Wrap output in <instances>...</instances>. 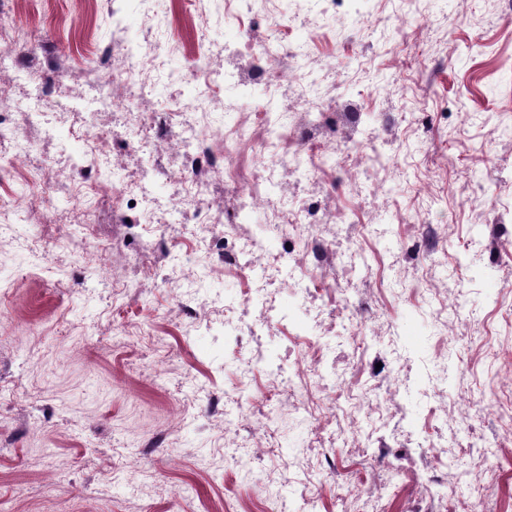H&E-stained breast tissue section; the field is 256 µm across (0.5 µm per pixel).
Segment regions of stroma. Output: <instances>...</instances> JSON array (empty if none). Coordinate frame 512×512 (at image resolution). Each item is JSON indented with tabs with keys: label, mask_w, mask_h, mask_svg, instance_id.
Returning a JSON list of instances; mask_svg holds the SVG:
<instances>
[{
	"label": "stroma",
	"mask_w": 512,
	"mask_h": 512,
	"mask_svg": "<svg viewBox=\"0 0 512 512\" xmlns=\"http://www.w3.org/2000/svg\"><path fill=\"white\" fill-rule=\"evenodd\" d=\"M284 6L254 0L246 16L224 0H168L151 28L126 31L112 17L132 0H0V50L15 51L0 89L16 128L0 140V512H401L406 494L430 495L448 473L468 485L499 445L505 472L466 512H512V444L481 406L512 404V223L500 221L512 209V9L373 0L356 25L303 14L263 25L288 46L311 37L304 64L337 110L343 218L320 227L336 249L320 268L296 262L310 228L260 213L246 230L262 248L245 268L211 266L224 227L205 217L233 209V194L217 180L194 214L176 212L188 173L176 133L101 105L98 48L135 37L189 79L204 37L220 76L225 38H249L254 16ZM358 128L380 156L365 174L350 159ZM128 180L147 196L105 208L85 191ZM146 212L153 223H140ZM425 224L440 244L413 254ZM273 243L287 249L274 269ZM103 274L124 290L84 291ZM302 281L322 299L296 304ZM328 298L367 311L336 320ZM302 323L349 351L344 368L381 410L353 426L341 409L318 426L295 410L304 387L269 397L253 355L286 349ZM381 447L366 496L319 458L346 465Z\"/></svg>",
	"instance_id": "1"
}]
</instances>
